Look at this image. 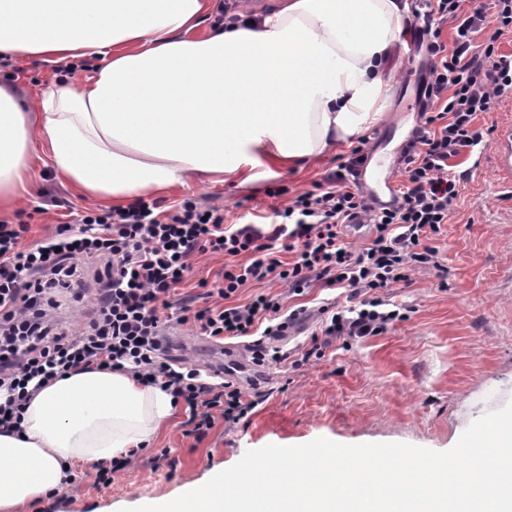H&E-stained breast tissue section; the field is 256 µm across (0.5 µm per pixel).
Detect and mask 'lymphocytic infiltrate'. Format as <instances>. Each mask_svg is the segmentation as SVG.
<instances>
[{
    "label": "lymphocytic infiltrate",
    "instance_id": "obj_1",
    "mask_svg": "<svg viewBox=\"0 0 512 512\" xmlns=\"http://www.w3.org/2000/svg\"><path fill=\"white\" fill-rule=\"evenodd\" d=\"M412 16L429 62L421 134L404 149L400 205L370 214L371 234L360 248L342 229L365 209L356 180L366 155L361 146L341 158L327 187L268 189L277 204L265 228L225 223L223 209L190 199L170 209L140 199L86 210L29 245L22 242L27 225L0 220V429L19 431L32 389L100 369L172 395L199 438L216 418L237 422L259 400L231 380L215 382L171 362L159 351L164 333L190 322L215 340L250 336L257 363L299 366L334 344L378 336L407 320L393 291L409 286L418 269H441L437 242L458 196L454 162L478 151V116L512 95V55L499 49L512 35V0H421ZM202 252L227 261L207 291L216 305L195 309L176 292ZM263 280L286 284L297 296L316 287L334 291L318 306L308 343L288 353L268 345L303 322L306 310L269 292L238 301L242 288ZM70 296L92 299L87 321L74 330L56 317Z\"/></svg>",
    "mask_w": 512,
    "mask_h": 512
}]
</instances>
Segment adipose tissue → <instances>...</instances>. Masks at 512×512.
I'll return each mask as SVG.
<instances>
[{"instance_id":"obj_1","label":"adipose tissue","mask_w":512,"mask_h":512,"mask_svg":"<svg viewBox=\"0 0 512 512\" xmlns=\"http://www.w3.org/2000/svg\"><path fill=\"white\" fill-rule=\"evenodd\" d=\"M212 0H0V56L93 63L22 98L0 83V209L56 180L118 207L187 180L296 169L382 117L406 0H281L260 21L206 26ZM40 114L31 124L29 109ZM172 397L111 370L51 381L22 430H0V512L60 488L64 468L150 442Z\"/></svg>"}]
</instances>
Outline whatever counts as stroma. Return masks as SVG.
Masks as SVG:
<instances>
[{
	"instance_id": "stroma-1",
	"label": "stroma",
	"mask_w": 512,
	"mask_h": 512,
	"mask_svg": "<svg viewBox=\"0 0 512 512\" xmlns=\"http://www.w3.org/2000/svg\"><path fill=\"white\" fill-rule=\"evenodd\" d=\"M395 67L383 119L364 134L372 148L396 122L411 126L418 120L417 112L405 109V91L417 84L406 53H399ZM55 69L48 61L0 57V80L24 94L54 80ZM508 125L512 99L479 116L481 160L458 165L459 195L439 243L447 280L439 282L434 271L420 269L410 286L394 290L408 320L351 347L328 348L320 360L270 366L269 379L259 386L262 403L238 423L217 422L203 438L188 434L186 415L176 409L152 447L117 473L111 486H95L88 477L54 499L15 512H122L177 497L234 465L243 449L269 444L295 446L325 437L346 445L453 448L473 421L512 401V173L498 171L491 154L498 130ZM348 150L345 144L331 145L303 168L275 179L263 174L246 187L231 178L209 185L190 181L160 201L169 207L202 198L223 208L227 221L249 222L254 211L270 213L273 201L265 191L271 183L313 189ZM35 182L32 194L4 214L28 225V243L50 236L69 212L90 205L60 185L46 165H37ZM157 448L170 449V461L153 462Z\"/></svg>"
}]
</instances>
